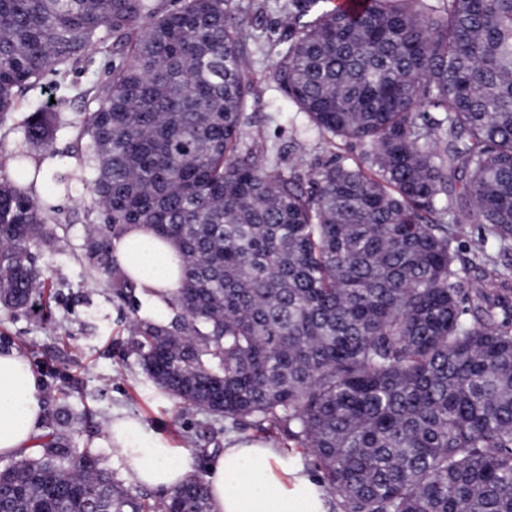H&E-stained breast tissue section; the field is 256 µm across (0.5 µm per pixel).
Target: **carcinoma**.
<instances>
[{"instance_id":"obj_1","label":"carcinoma","mask_w":512,"mask_h":512,"mask_svg":"<svg viewBox=\"0 0 512 512\" xmlns=\"http://www.w3.org/2000/svg\"><path fill=\"white\" fill-rule=\"evenodd\" d=\"M367 2L288 0L270 74L320 133L365 147L362 164L332 157L308 178L298 141L263 163L240 150L252 86L230 0H0V117L70 61L117 57L82 113L86 255L132 299L112 237L149 224L178 247L173 317L136 329L148 378L307 449L341 512H512V0ZM56 131L55 113H29V144ZM11 160L0 305L26 311L55 236L21 188L30 156ZM0 512L210 504L195 474L151 502L52 431L0 467Z\"/></svg>"}]
</instances>
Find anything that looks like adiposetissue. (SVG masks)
I'll return each instance as SVG.
<instances>
[{
  "label": "adipose tissue",
  "mask_w": 512,
  "mask_h": 512,
  "mask_svg": "<svg viewBox=\"0 0 512 512\" xmlns=\"http://www.w3.org/2000/svg\"><path fill=\"white\" fill-rule=\"evenodd\" d=\"M112 261L134 279L153 313L167 309L179 284L177 248L148 225L131 224L111 241ZM44 418L41 382L26 355L0 347V457L16 458L39 445ZM126 475L141 486L173 490L193 470L191 456L175 458L164 440L146 436L127 416L107 427ZM212 512H328L325 496L304 470L290 467L272 445L234 440L207 467Z\"/></svg>",
  "instance_id": "adipose-tissue-1"
}]
</instances>
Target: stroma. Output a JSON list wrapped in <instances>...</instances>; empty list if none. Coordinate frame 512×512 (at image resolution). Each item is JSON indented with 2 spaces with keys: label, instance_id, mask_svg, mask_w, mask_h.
<instances>
[{
  "label": "stroma",
  "instance_id": "obj_1",
  "mask_svg": "<svg viewBox=\"0 0 512 512\" xmlns=\"http://www.w3.org/2000/svg\"><path fill=\"white\" fill-rule=\"evenodd\" d=\"M250 3L241 40L251 58L246 75L260 93L248 102L244 146L261 159L271 147L300 142L308 173L333 155L350 165L362 163L361 145L319 134L268 80L278 52L288 44V0ZM112 62L109 56H86L68 66L64 75L46 76L26 91L16 110L0 118V161L5 164L0 171L11 174L8 162L18 151L43 164L46 176L53 173L52 163L75 166L85 147L80 135L81 94L106 78ZM39 106L51 107L59 117L53 147L47 151L29 145L23 133L26 116ZM30 193L40 205L45 225L63 243L41 249L45 304L40 312L0 308V346H14L26 354L42 381L46 415L55 414L63 403L84 414L73 443L80 449H96L107 469L123 471L105 429L112 416L127 414L177 453H191L195 474L205 475L232 434L224 422L177 404L142 371L134 334L137 321L147 317L145 300L140 297L135 305H128L105 281L94 279L84 251L85 228L95 221L87 185L65 196L50 193L42 181Z\"/></svg>",
  "mask_w": 512,
  "mask_h": 512
}]
</instances>
